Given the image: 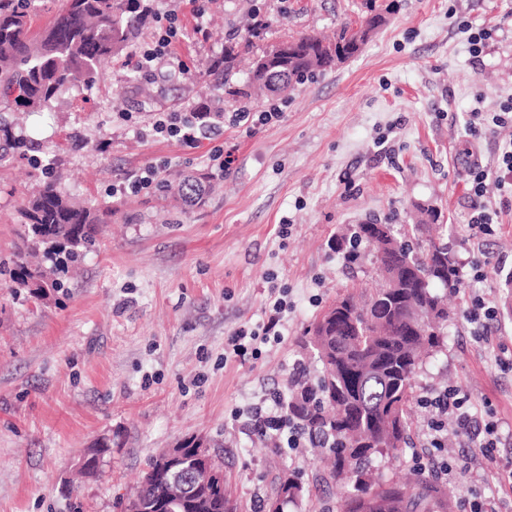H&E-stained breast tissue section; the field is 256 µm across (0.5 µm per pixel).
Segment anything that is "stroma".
Returning <instances> with one entry per match:
<instances>
[{
  "label": "stroma",
  "instance_id": "35a3bbf8",
  "mask_svg": "<svg viewBox=\"0 0 512 512\" xmlns=\"http://www.w3.org/2000/svg\"><path fill=\"white\" fill-rule=\"evenodd\" d=\"M364 0H153L155 20L136 36L150 40L170 9L183 36L174 51L186 73L152 75L133 56L108 61L91 86L62 90L51 110L31 115L34 159L0 168V257L18 241L17 210L45 179L36 157L56 158L64 189L106 213L97 250L41 300L0 281V512H124L146 462L159 449L195 437L222 447L224 486L237 512H267L266 493L284 469L305 489L285 512H334L336 486L312 448H273L233 411L288 396L295 368L315 375L304 349L308 331L336 300L374 276L371 253L349 264L333 249L348 226L413 223L417 206L436 209L457 269L488 264L482 282L464 281L448 299L456 310L443 343L420 365L415 395L455 386L479 413L494 412L512 431V197L488 180L484 203L497 213L494 235L472 239L469 171L495 169L512 126L470 135L471 113L512 100V0H398L361 53L287 97H263L249 111L277 108L278 121L225 126L217 139L188 146L143 139L135 124L213 100L223 73L211 67L224 45L246 35L251 9L270 22L265 43L331 34L357 20ZM492 30L471 54L469 28ZM230 154L225 171L214 146ZM155 167L211 175L214 188L188 207L153 189L113 194L115 184ZM287 231H280V224ZM287 293L281 340L259 356L225 357L239 327L261 328L270 285ZM485 294L499 320L477 340L463 316L470 293ZM427 418L412 409L402 456L376 457L371 470L405 480L417 470ZM108 452L93 474L79 466L92 448ZM465 469L443 478L457 490L451 512H512V486L497 466L512 461V441L488 462L449 440Z\"/></svg>",
  "mask_w": 512,
  "mask_h": 512
}]
</instances>
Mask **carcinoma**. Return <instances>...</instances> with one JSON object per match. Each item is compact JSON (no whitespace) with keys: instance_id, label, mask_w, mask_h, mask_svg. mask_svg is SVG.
Returning a JSON list of instances; mask_svg holds the SVG:
<instances>
[{"instance_id":"cac0c4a2","label":"carcinoma","mask_w":512,"mask_h":512,"mask_svg":"<svg viewBox=\"0 0 512 512\" xmlns=\"http://www.w3.org/2000/svg\"><path fill=\"white\" fill-rule=\"evenodd\" d=\"M34 2L0 0V168L28 149L23 130L8 114L48 109L62 88L92 84L104 60L126 53L149 14L143 0H61L48 25L34 31ZM381 21L378 13L362 16L341 25L329 42L315 34L287 38L288 54L270 65L263 64L266 47L253 49L252 39L261 33L250 27L251 40L224 48L220 105L238 106L259 92H277L283 82L295 88L332 70L359 52L367 32ZM243 51L252 53V62L245 84L238 86L227 75ZM207 190L204 174L184 176L178 184L190 203L201 202ZM20 216L21 246L6 271L36 298L61 287L68 264L96 246L104 223L98 210L72 202L57 179L33 193ZM363 241L373 248L379 284L360 300H337L315 323L310 343L321 363L319 375L294 386L284 409L317 447L333 454L330 478L344 482L336 512H447L442 486L423 479L407 491L367 477L366 467L374 456H399L407 444L415 375L423 355L439 346L450 318L433 288L458 287L455 262L441 238L413 244L399 239L392 224L356 225L349 259L358 258L356 246ZM393 271L401 274L396 288L388 282ZM298 491L284 471L268 499L283 509ZM139 493V512H154L159 503L164 512H234L222 484L204 501L172 497L163 478L142 480Z\"/></svg>"}]
</instances>
